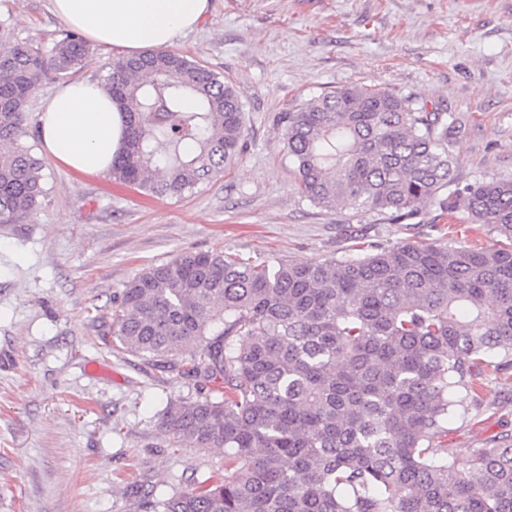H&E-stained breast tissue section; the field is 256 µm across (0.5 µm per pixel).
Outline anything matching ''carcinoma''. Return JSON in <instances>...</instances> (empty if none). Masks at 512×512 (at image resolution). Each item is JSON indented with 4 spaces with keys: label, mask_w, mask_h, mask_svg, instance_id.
I'll use <instances>...</instances> for the list:
<instances>
[{
    "label": "carcinoma",
    "mask_w": 512,
    "mask_h": 512,
    "mask_svg": "<svg viewBox=\"0 0 512 512\" xmlns=\"http://www.w3.org/2000/svg\"><path fill=\"white\" fill-rule=\"evenodd\" d=\"M88 51L72 32L45 51L0 27V224L46 194L42 159L23 142L29 98ZM106 83L127 117L115 183L180 195L243 150L241 96L195 59L119 57ZM277 122L315 206L402 221L431 203L502 240L369 244L316 264L185 251L147 268L112 301V346L217 385L215 397L168 403L159 428L175 444L226 449L232 471L152 492L144 512H512L511 435L465 456L443 447L454 395L481 404L512 365V179L448 190L458 118L388 89L346 86Z\"/></svg>",
    "instance_id": "obj_1"
}]
</instances>
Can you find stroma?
<instances>
[{
  "label": "stroma",
  "instance_id": "35a3bbf8",
  "mask_svg": "<svg viewBox=\"0 0 512 512\" xmlns=\"http://www.w3.org/2000/svg\"><path fill=\"white\" fill-rule=\"evenodd\" d=\"M0 22L46 49L65 29L50 0H0ZM170 50L236 87L246 149L165 198L44 157L45 198L25 223L0 224V512H142L144 492L223 481V449L175 448L159 428L201 382L102 338L113 296L144 268L185 251L314 264L361 241L495 240L428 204L403 222L313 205L277 116L345 86L387 88L459 116V185L512 178V0H209ZM486 396L478 411L459 393L457 454L512 434V368Z\"/></svg>",
  "mask_w": 512,
  "mask_h": 512
}]
</instances>
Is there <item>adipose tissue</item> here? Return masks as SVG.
<instances>
[{
	"mask_svg": "<svg viewBox=\"0 0 512 512\" xmlns=\"http://www.w3.org/2000/svg\"><path fill=\"white\" fill-rule=\"evenodd\" d=\"M209 0H52L56 14L88 41L127 54L170 46L192 32ZM45 151L85 175L108 172L125 135V117L97 82L69 81L39 114Z\"/></svg>",
	"mask_w": 512,
	"mask_h": 512,
	"instance_id": "ef3b65f1",
	"label": "adipose tissue"
}]
</instances>
